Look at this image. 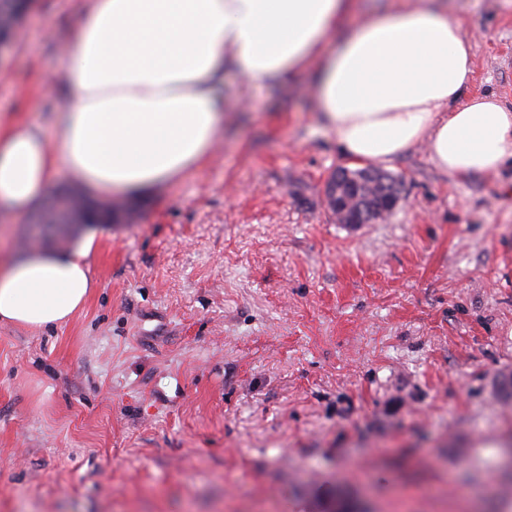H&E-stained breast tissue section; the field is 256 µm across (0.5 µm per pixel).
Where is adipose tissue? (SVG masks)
<instances>
[{"label":"adipose tissue","mask_w":512,"mask_h":512,"mask_svg":"<svg viewBox=\"0 0 512 512\" xmlns=\"http://www.w3.org/2000/svg\"><path fill=\"white\" fill-rule=\"evenodd\" d=\"M311 74V112L342 154L387 164L425 143L454 176L512 160V108L468 95L471 43L448 0L364 10L361 0H88L59 78L54 135L0 131V209L25 215L61 175L132 196L207 159L224 128L220 75ZM89 246L0 266V321L66 323L92 286Z\"/></svg>","instance_id":"ef3b65f1"}]
</instances>
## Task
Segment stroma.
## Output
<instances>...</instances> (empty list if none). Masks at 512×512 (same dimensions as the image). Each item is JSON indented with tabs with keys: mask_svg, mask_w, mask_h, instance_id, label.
<instances>
[{
	"mask_svg": "<svg viewBox=\"0 0 512 512\" xmlns=\"http://www.w3.org/2000/svg\"><path fill=\"white\" fill-rule=\"evenodd\" d=\"M86 0H33L0 69V124L51 130ZM471 94L512 104V0H455ZM305 75L249 85L197 169L92 240L67 323H0V512H512V161L458 177L424 144L402 199L350 230L325 182L355 168L313 134Z\"/></svg>",
	"mask_w": 512,
	"mask_h": 512,
	"instance_id": "35a3bbf8",
	"label": "stroma"
}]
</instances>
